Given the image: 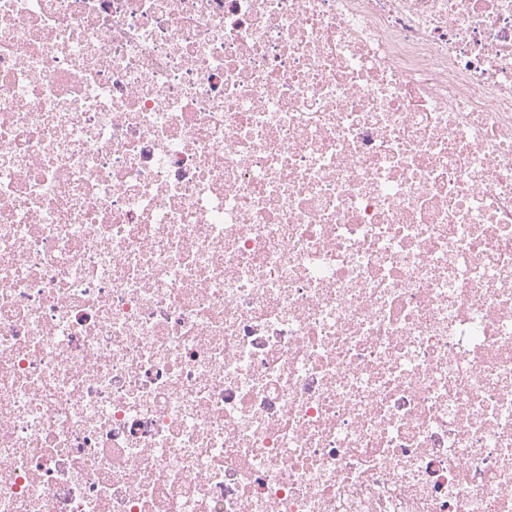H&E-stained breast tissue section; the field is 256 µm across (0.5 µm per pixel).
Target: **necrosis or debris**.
I'll use <instances>...</instances> for the list:
<instances>
[{
    "mask_svg": "<svg viewBox=\"0 0 512 512\" xmlns=\"http://www.w3.org/2000/svg\"><path fill=\"white\" fill-rule=\"evenodd\" d=\"M0 512H512V0H0Z\"/></svg>",
    "mask_w": 512,
    "mask_h": 512,
    "instance_id": "obj_1",
    "label": "necrosis or debris"
}]
</instances>
